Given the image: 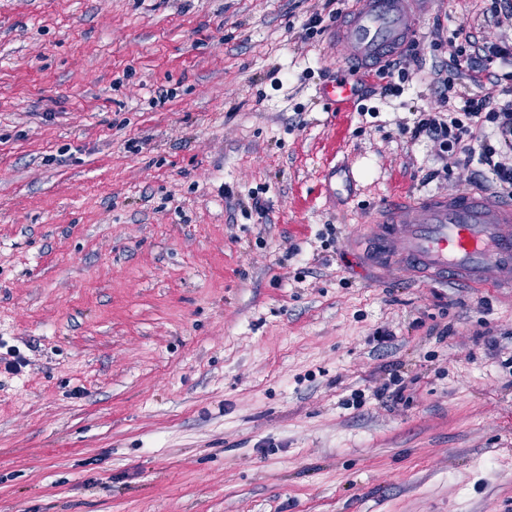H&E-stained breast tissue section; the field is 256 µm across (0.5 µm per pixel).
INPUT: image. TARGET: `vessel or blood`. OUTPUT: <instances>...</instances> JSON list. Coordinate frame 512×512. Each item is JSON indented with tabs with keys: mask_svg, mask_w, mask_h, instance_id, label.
Listing matches in <instances>:
<instances>
[{
	"mask_svg": "<svg viewBox=\"0 0 512 512\" xmlns=\"http://www.w3.org/2000/svg\"><path fill=\"white\" fill-rule=\"evenodd\" d=\"M415 2L346 0L345 17L328 39L346 47V76L325 86L328 101L347 100L352 79H372L383 60L413 37ZM360 238L372 266L476 289L512 288V198L477 190L392 199L367 216Z\"/></svg>",
	"mask_w": 512,
	"mask_h": 512,
	"instance_id": "b4317fda",
	"label": "vessel or blood"
}]
</instances>
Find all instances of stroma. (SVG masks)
Here are the masks:
<instances>
[{
  "instance_id": "obj_1",
  "label": "stroma",
  "mask_w": 512,
  "mask_h": 512,
  "mask_svg": "<svg viewBox=\"0 0 512 512\" xmlns=\"http://www.w3.org/2000/svg\"><path fill=\"white\" fill-rule=\"evenodd\" d=\"M489 2L417 0L400 94L337 106L325 0H0V512H512V288L356 239L498 191L408 134Z\"/></svg>"
}]
</instances>
